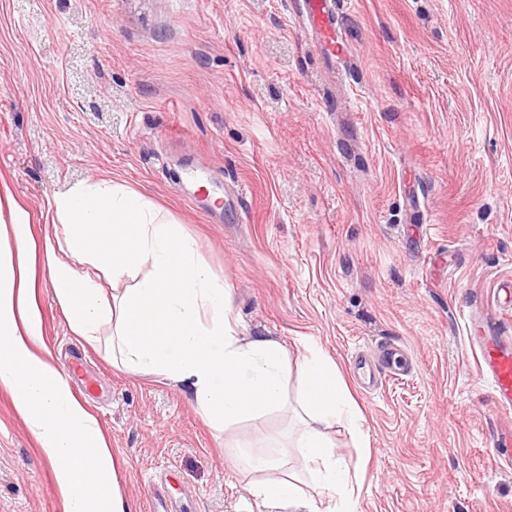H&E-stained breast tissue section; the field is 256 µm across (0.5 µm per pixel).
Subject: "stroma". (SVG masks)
Masks as SVG:
<instances>
[{
	"label": "stroma",
	"instance_id": "stroma-1",
	"mask_svg": "<svg viewBox=\"0 0 512 512\" xmlns=\"http://www.w3.org/2000/svg\"><path fill=\"white\" fill-rule=\"evenodd\" d=\"M352 68L330 63L296 0H0V197L32 214L114 179L194 237L249 336L338 365L369 445L356 512H512V412L465 334L512 278V0H339ZM190 170L243 214L193 204ZM50 349L108 437L132 512H304L251 496L238 444L284 442L283 413L211 428L193 395L112 366L70 329L44 266ZM392 340L408 375L362 385ZM0 512H61L52 468L0 389Z\"/></svg>",
	"mask_w": 512,
	"mask_h": 512
}]
</instances>
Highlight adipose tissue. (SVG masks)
I'll use <instances>...</instances> for the list:
<instances>
[{"label":"adipose tissue","mask_w":512,"mask_h":512,"mask_svg":"<svg viewBox=\"0 0 512 512\" xmlns=\"http://www.w3.org/2000/svg\"><path fill=\"white\" fill-rule=\"evenodd\" d=\"M0 225V388L52 466L63 512H129L119 494L112 450L95 417L72 392L51 355L34 352L44 323L30 297L33 268L44 259L55 297L87 343L110 330L112 363L186 384L207 422L230 430L242 420L288 405V351L279 341L245 336L231 317L228 293L197 241L151 201L126 186L89 180L54 195L44 216L51 233L35 241L32 217L8 199ZM122 284L106 294L99 278ZM304 428L295 446L304 478L280 479L266 448L240 446L246 470L268 473L255 498L294 501L300 481L317 488L308 512H354L358 472L326 437L344 424L358 444L369 438L335 364L310 350L297 362Z\"/></svg>","instance_id":"adipose-tissue-1"}]
</instances>
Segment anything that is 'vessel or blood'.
Wrapping results in <instances>:
<instances>
[{
  "label": "vessel or blood",
  "mask_w": 512,
  "mask_h": 512,
  "mask_svg": "<svg viewBox=\"0 0 512 512\" xmlns=\"http://www.w3.org/2000/svg\"><path fill=\"white\" fill-rule=\"evenodd\" d=\"M338 0H298L299 14L315 35L320 52L343 65H351L353 53L340 34ZM466 334L480 357V367L500 411H512V337L506 336L500 320L473 317Z\"/></svg>",
  "instance_id": "obj_1"
}]
</instances>
